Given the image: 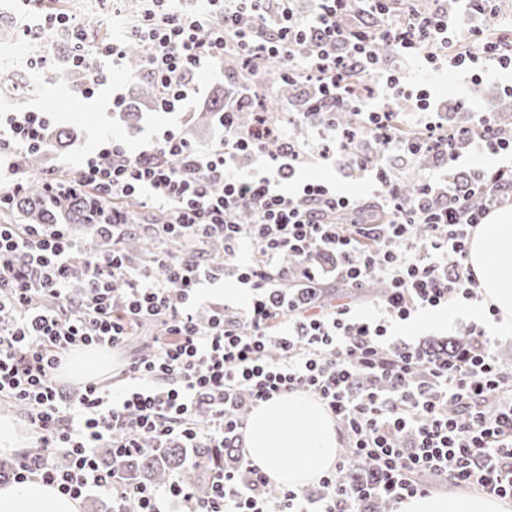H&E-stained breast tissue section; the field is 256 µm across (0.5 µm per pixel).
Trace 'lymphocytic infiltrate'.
<instances>
[{"mask_svg":"<svg viewBox=\"0 0 512 512\" xmlns=\"http://www.w3.org/2000/svg\"><path fill=\"white\" fill-rule=\"evenodd\" d=\"M312 2L298 15L292 0H204L190 11L174 0H144L131 26L95 42L64 14L46 24L34 13L20 26L18 37L29 42L49 25L67 31L70 67L85 75L86 97L123 65L133 43L144 50L142 74L156 85L162 112L190 111L202 91L194 75L232 53L256 65L284 63L285 79L316 90L304 111L286 112L278 126L259 114L241 127L237 100H225L224 134L205 150L168 130L134 154L106 134L72 174L47 176L44 188L57 201L94 190L103 243L94 258L67 225L0 224V399L25 406L40 443L38 454H24L0 474L1 484L37 477L74 499L105 491L113 512H126L131 497L138 512H362L370 498L398 504L443 480L512 500V363L498 357L482 329L450 361L388 346L394 325L415 311L478 298L469 242L512 195V138L499 135L490 115L476 113L482 133L470 150L498 162L473 169L469 188L440 170L406 197L392 168L381 165L374 178L383 223L341 225L337 215L356 207L349 197L319 182L289 191L308 155L286 136L287 126L308 125L337 153L361 134L385 154L435 151L456 163L460 153L431 120L427 99H414L419 132L409 139L391 114L354 94L347 76L367 74L398 97L405 93L401 73L379 60L377 42L432 71L471 76L511 70L512 44L487 37L483 0H453L452 8L428 13L419 0L400 9L393 0H356L359 21L350 28L337 20L344 0ZM459 38L466 50L449 53ZM341 112L359 115L356 130L337 122ZM47 125L33 110L0 114V211L12 207L22 188L20 161L41 149ZM274 139L283 143L275 156L267 150ZM245 158L254 165L248 176L239 173ZM437 184L446 185L452 203L434 196ZM119 198L167 215L149 228L160 245L190 241L181 254L158 250L163 276L126 253L130 224L114 205ZM242 211L248 223L237 222ZM420 225L425 234L417 233ZM320 252L336 255L338 275L351 287L370 276L386 283L374 318L358 319L350 304L325 305L310 294L317 283L311 260ZM228 266L251 288L245 307L208 298ZM146 323L159 332L127 362L123 392L92 382L74 393L62 382L72 353L121 350ZM294 389L314 396L343 432L320 497L271 488L252 464L241 472L214 468L204 498L176 475L128 488L98 459L102 448L120 459L151 448L206 454L239 447L252 410ZM355 467L368 469L373 482L337 483V472Z\"/></svg>","mask_w":512,"mask_h":512,"instance_id":"1","label":"lymphocytic infiltrate"}]
</instances>
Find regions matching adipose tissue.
I'll use <instances>...</instances> for the list:
<instances>
[{
	"instance_id": "adipose-tissue-1",
	"label": "adipose tissue",
	"mask_w": 512,
	"mask_h": 512,
	"mask_svg": "<svg viewBox=\"0 0 512 512\" xmlns=\"http://www.w3.org/2000/svg\"><path fill=\"white\" fill-rule=\"evenodd\" d=\"M468 263L483 302L512 324V208L489 215L472 236ZM249 458L278 485L302 490L335 464L340 438L333 417L313 397L294 390L257 406L246 430ZM0 512H82L80 500L34 478L0 485ZM399 512H512L499 499L458 490L406 499Z\"/></svg>"
}]
</instances>
